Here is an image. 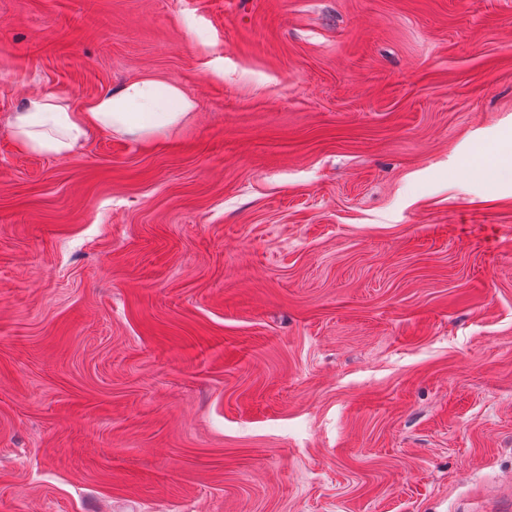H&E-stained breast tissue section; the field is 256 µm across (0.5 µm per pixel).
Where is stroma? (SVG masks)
I'll return each instance as SVG.
<instances>
[{"label": "stroma", "instance_id": "1", "mask_svg": "<svg viewBox=\"0 0 512 512\" xmlns=\"http://www.w3.org/2000/svg\"><path fill=\"white\" fill-rule=\"evenodd\" d=\"M511 142L512 0H0V512H512ZM194 108L179 85L144 76L81 105L65 93L30 95L12 114L10 127L24 150L66 157L93 130L144 140L176 131Z\"/></svg>", "mask_w": 512, "mask_h": 512}]
</instances>
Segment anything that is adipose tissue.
I'll list each match as a JSON object with an SVG mask.
<instances>
[{
	"label": "adipose tissue",
	"instance_id": "ef3b65f1",
	"mask_svg": "<svg viewBox=\"0 0 512 512\" xmlns=\"http://www.w3.org/2000/svg\"><path fill=\"white\" fill-rule=\"evenodd\" d=\"M194 108L179 85L144 76L80 105L64 93L30 95L12 114L10 127L24 150L66 157L91 131L144 140L176 131Z\"/></svg>",
	"mask_w": 512,
	"mask_h": 512
}]
</instances>
